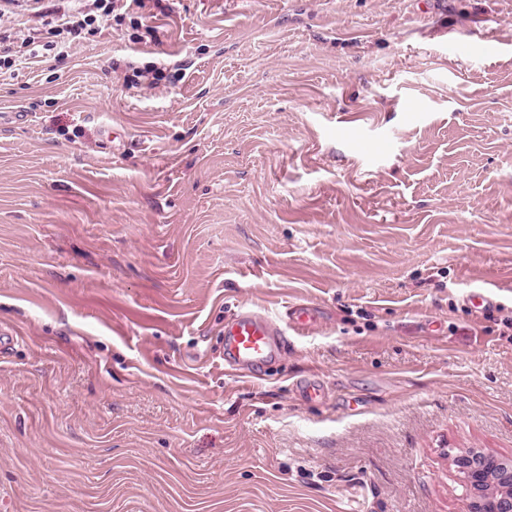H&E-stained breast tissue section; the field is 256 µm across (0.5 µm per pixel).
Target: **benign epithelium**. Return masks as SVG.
<instances>
[{
  "instance_id": "benign-epithelium-1",
  "label": "benign epithelium",
  "mask_w": 512,
  "mask_h": 512,
  "mask_svg": "<svg viewBox=\"0 0 512 512\" xmlns=\"http://www.w3.org/2000/svg\"><path fill=\"white\" fill-rule=\"evenodd\" d=\"M451 466L465 491L467 512H512V460L481 448L451 455Z\"/></svg>"
}]
</instances>
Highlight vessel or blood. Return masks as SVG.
<instances>
[{
    "mask_svg": "<svg viewBox=\"0 0 512 512\" xmlns=\"http://www.w3.org/2000/svg\"><path fill=\"white\" fill-rule=\"evenodd\" d=\"M283 336L275 319L240 312L224 326V362L233 369L261 370L284 347Z\"/></svg>",
    "mask_w": 512,
    "mask_h": 512,
    "instance_id": "1",
    "label": "vessel or blood"
}]
</instances>
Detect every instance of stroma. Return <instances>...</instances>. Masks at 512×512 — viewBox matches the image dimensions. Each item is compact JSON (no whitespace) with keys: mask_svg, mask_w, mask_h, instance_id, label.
Here are the masks:
<instances>
[{"mask_svg":"<svg viewBox=\"0 0 512 512\" xmlns=\"http://www.w3.org/2000/svg\"><path fill=\"white\" fill-rule=\"evenodd\" d=\"M462 34L512 0H146L0 70V512H465L449 454L512 457V48ZM313 318L311 311L303 307H292L277 320L252 311L240 312L224 324V363L231 369L260 371L285 346L284 331L276 321L286 319L287 326L296 327Z\"/></svg>","mask_w":512,"mask_h":512,"instance_id":"stroma-1","label":"stroma"}]
</instances>
